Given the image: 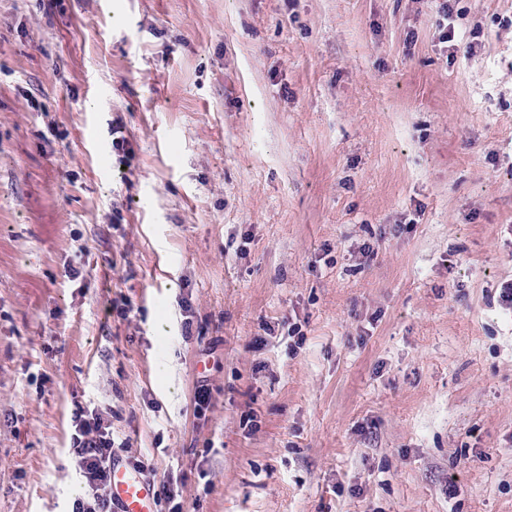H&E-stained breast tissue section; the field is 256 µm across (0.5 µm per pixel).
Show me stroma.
Returning a JSON list of instances; mask_svg holds the SVG:
<instances>
[{"mask_svg":"<svg viewBox=\"0 0 512 512\" xmlns=\"http://www.w3.org/2000/svg\"><path fill=\"white\" fill-rule=\"evenodd\" d=\"M441 2L0 0V512L79 405L185 512H512V0Z\"/></svg>","mask_w":512,"mask_h":512,"instance_id":"35a3bbf8","label":"stroma"}]
</instances>
